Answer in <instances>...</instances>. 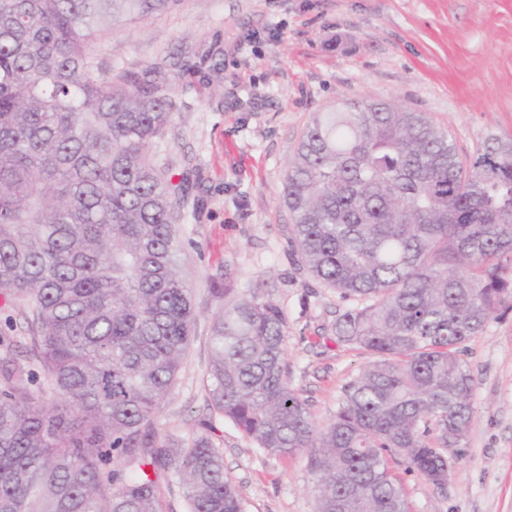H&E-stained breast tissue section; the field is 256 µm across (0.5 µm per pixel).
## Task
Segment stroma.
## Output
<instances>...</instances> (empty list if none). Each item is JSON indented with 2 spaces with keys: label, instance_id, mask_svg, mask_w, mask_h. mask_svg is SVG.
Instances as JSON below:
<instances>
[{
  "label": "stroma",
  "instance_id": "35a3bbf8",
  "mask_svg": "<svg viewBox=\"0 0 512 512\" xmlns=\"http://www.w3.org/2000/svg\"><path fill=\"white\" fill-rule=\"evenodd\" d=\"M105 70L158 67L177 108L153 152L172 182L189 178L201 219L183 210L178 262L196 311L188 356L157 415L158 440L186 444L210 429L245 512H316L306 454L269 456L210 410V336L221 301L212 280L260 288L286 318L290 383L329 421L369 353L323 339L343 302L303 270L282 203L287 163L313 115L342 99H382L424 112L460 154L512 140V0H175L96 40ZM220 67L221 80L204 77ZM20 306L0 300V355L25 354ZM459 359L474 380L461 457L438 488L407 471L410 512H512V308Z\"/></svg>",
  "mask_w": 512,
  "mask_h": 512
}]
</instances>
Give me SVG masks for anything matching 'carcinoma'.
Returning <instances> with one entry per match:
<instances>
[{
	"label": "carcinoma",
	"instance_id": "cac0c4a2",
	"mask_svg": "<svg viewBox=\"0 0 512 512\" xmlns=\"http://www.w3.org/2000/svg\"><path fill=\"white\" fill-rule=\"evenodd\" d=\"M172 3L0 0V296L33 343L0 358V512H165L175 479L188 512H244L210 434H154L196 321L174 207L203 209L153 161L171 84L90 54ZM283 202L306 270L352 302L326 340L373 360L316 423L288 380L284 312L249 288L211 327V406L271 455L306 453L317 512H409L391 461L446 484L472 420L458 355L512 305V142L464 159L422 112L345 102L314 116Z\"/></svg>",
	"mask_w": 512,
	"mask_h": 512
}]
</instances>
